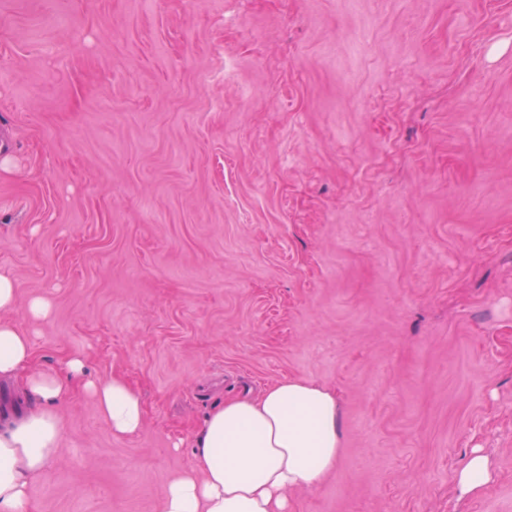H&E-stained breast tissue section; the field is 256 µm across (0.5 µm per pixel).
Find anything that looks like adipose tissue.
<instances>
[{"instance_id":"ef3b65f1","label":"adipose tissue","mask_w":512,"mask_h":512,"mask_svg":"<svg viewBox=\"0 0 512 512\" xmlns=\"http://www.w3.org/2000/svg\"><path fill=\"white\" fill-rule=\"evenodd\" d=\"M17 300L0 273V379L21 380L37 407L0 424V512H26L31 483L59 442L60 407L76 390L95 402L113 435L141 432L144 401L123 375L94 380L82 355L62 369L38 366L27 330L6 319ZM340 415L325 386L283 379L256 395L225 400L207 416L196 441L195 465L168 486L162 512H288L292 490L317 486L340 452ZM462 494H479L493 480L491 459L473 449L451 473Z\"/></svg>"}]
</instances>
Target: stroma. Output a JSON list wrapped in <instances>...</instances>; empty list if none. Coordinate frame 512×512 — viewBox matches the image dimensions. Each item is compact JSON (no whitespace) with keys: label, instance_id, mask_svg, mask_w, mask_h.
<instances>
[{"label":"stroma","instance_id":"35a3bbf8","mask_svg":"<svg viewBox=\"0 0 512 512\" xmlns=\"http://www.w3.org/2000/svg\"><path fill=\"white\" fill-rule=\"evenodd\" d=\"M0 273L146 408L72 396L29 512H161L285 378L342 424L291 512H512V0H0ZM451 480L464 495L482 493L493 480L490 457L480 448L473 449L466 462L452 471Z\"/></svg>","mask_w":512,"mask_h":512}]
</instances>
